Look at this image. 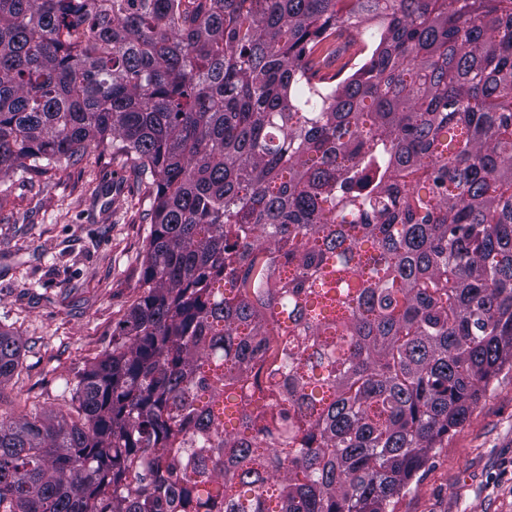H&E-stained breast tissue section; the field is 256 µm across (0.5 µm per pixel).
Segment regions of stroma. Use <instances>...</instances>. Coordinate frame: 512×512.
Returning <instances> with one entry per match:
<instances>
[{
	"instance_id": "1",
	"label": "stroma",
	"mask_w": 512,
	"mask_h": 512,
	"mask_svg": "<svg viewBox=\"0 0 512 512\" xmlns=\"http://www.w3.org/2000/svg\"><path fill=\"white\" fill-rule=\"evenodd\" d=\"M132 168L90 153L0 183V329L22 348L0 419L68 409L65 384L112 348L141 294L151 229ZM393 512H512V367L488 386Z\"/></svg>"
}]
</instances>
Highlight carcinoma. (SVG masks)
<instances>
[{
  "label": "carcinoma",
  "mask_w": 512,
  "mask_h": 512,
  "mask_svg": "<svg viewBox=\"0 0 512 512\" xmlns=\"http://www.w3.org/2000/svg\"><path fill=\"white\" fill-rule=\"evenodd\" d=\"M100 148L143 292L0 512H389L512 365V0H0V181Z\"/></svg>",
  "instance_id": "carcinoma-1"
}]
</instances>
